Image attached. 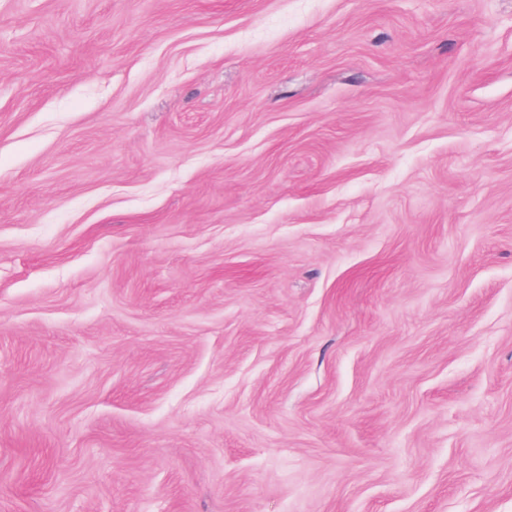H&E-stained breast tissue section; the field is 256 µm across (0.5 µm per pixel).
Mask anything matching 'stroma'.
<instances>
[{
    "mask_svg": "<svg viewBox=\"0 0 512 512\" xmlns=\"http://www.w3.org/2000/svg\"><path fill=\"white\" fill-rule=\"evenodd\" d=\"M0 512H512V0H0Z\"/></svg>",
    "mask_w": 512,
    "mask_h": 512,
    "instance_id": "35a3bbf8",
    "label": "stroma"
}]
</instances>
